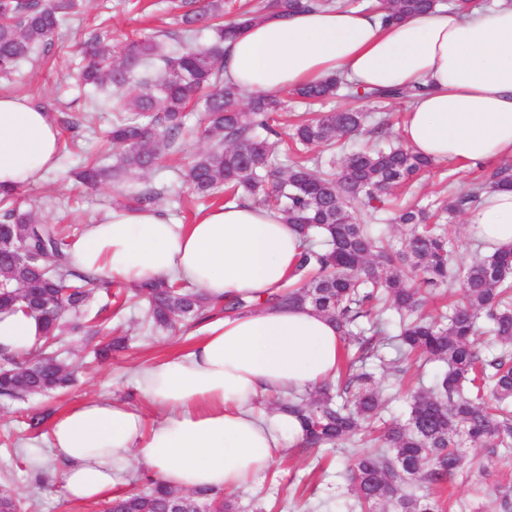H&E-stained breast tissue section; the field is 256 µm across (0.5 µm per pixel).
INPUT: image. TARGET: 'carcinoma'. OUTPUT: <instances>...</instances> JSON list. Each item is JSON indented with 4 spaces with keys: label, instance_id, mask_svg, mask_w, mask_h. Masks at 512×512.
I'll return each instance as SVG.
<instances>
[{
    "label": "carcinoma",
    "instance_id": "obj_1",
    "mask_svg": "<svg viewBox=\"0 0 512 512\" xmlns=\"http://www.w3.org/2000/svg\"><path fill=\"white\" fill-rule=\"evenodd\" d=\"M474 0H377L367 9L384 23L411 18L437 7L464 12ZM179 11L181 38L191 43L208 31L209 44L171 50L154 36L112 39L102 28L81 48L78 86L104 92L93 103L113 118L106 141L115 164L88 163L76 172L87 188L107 178H124L135 206L155 208L159 194L139 180L158 170L160 159L175 150L186 131L188 113H204L201 138L215 141L198 154L185 173L191 193L205 198L220 192L231 201L241 196L275 211L299 227L304 243L299 284H285L271 303L308 305L339 325L351 337L355 352L350 367L365 365L390 348L397 359L424 357L446 369L428 386L413 391L406 421H395L380 436L382 451L350 459V491L359 512H445L431 493L417 495L408 487L445 483L459 474L472 492L485 500V512H512V499L488 481L482 459L466 448L477 445L497 456L512 451V246L465 265L452 263V242L433 217L461 214L487 189L512 188V163L490 170L467 191L448 190V199L433 207L409 205L392 221L408 227L403 247L396 249L366 224L354 208L374 213L386 209L387 191L412 181L432 162L407 148L376 141L341 158L332 153L316 161L298 157L284 166L281 133L275 114L283 111L281 95H255L240 102L242 91L222 79L224 41L240 27L261 18L243 11L224 20V0H172ZM332 7L334 0H268L264 13L287 14L308 7ZM83 0H0V76L16 73L37 50L48 52ZM420 88L362 90L335 76L295 88L293 97L311 106L336 96L357 101H408ZM369 115L348 108L316 112L294 125L291 138L302 146H337L358 133ZM20 190L0 192V266L5 278L0 307L16 306L42 321L43 336L28 360L0 356V396L15 400L47 395L72 379L69 366L53 349L68 329L65 317L86 306L96 279L73 269L68 243L58 228L22 211ZM464 302L438 319L414 316L424 297L421 289L452 288ZM148 304L152 328L175 329L202 319L213 306L198 291L178 281H150L137 287ZM336 379L348 403L339 405L326 388L281 405L302 428L305 447H336L350 440L360 422L371 420L386 405L383 393L367 372ZM142 493L118 495L107 512H233L234 504L210 489L190 492L149 480Z\"/></svg>",
    "mask_w": 512,
    "mask_h": 512
}]
</instances>
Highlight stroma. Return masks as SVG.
<instances>
[{
	"label": "stroma",
	"instance_id": "35a3bbf8",
	"mask_svg": "<svg viewBox=\"0 0 512 512\" xmlns=\"http://www.w3.org/2000/svg\"><path fill=\"white\" fill-rule=\"evenodd\" d=\"M103 22L115 39L133 34L164 35L171 49L182 42L170 14L158 0H87L82 12L73 16L62 37L50 53L36 55L23 64L11 81L0 80V90L20 92L52 112L63 139L78 136L81 151L60 149L56 169L47 172L35 185L22 188V209L33 211L49 223L79 235L85 224L101 219L115 207L126 206L120 185L106 184L87 191L79 186L73 174L84 154L96 153L108 127L109 117L82 125L89 98L77 86L74 74L81 61L74 45L87 37L96 23ZM205 146L193 136L185 137L178 152L168 155L158 172L149 174L145 182L160 192L159 210L181 224L192 223L202 212L222 205L223 197L193 199L188 195L185 171L194 155ZM482 173L481 168H459L451 161L435 163L412 185L395 187L401 198H415L421 205L443 200L449 186L465 190ZM135 290L120 279L97 283L88 302V310L99 313L115 335L129 336L128 349L113 353L110 360L93 361L89 353L91 336L78 332L67 336L69 357L79 367L75 382L62 394L32 396L24 400L0 398V488L12 490L26 502L28 512H103V502L68 500L62 490L63 465L48 448H30L26 442L32 432L31 417L44 420L75 406L83 400L108 395L148 411V404L135 391L131 382L134 369L143 361L187 349L200 336L201 323L181 326L175 332L151 331L146 309L134 296ZM375 381L391 402L384 416L404 419L410 394L417 384H431L437 365L418 370L417 381H410L396 361L394 353H386L384 361L368 362ZM362 436H354L339 448H304L292 443L285 455L259 475L254 483L225 492L236 512H351L347 466L353 455L366 452Z\"/></svg>",
	"mask_w": 512,
	"mask_h": 512
}]
</instances>
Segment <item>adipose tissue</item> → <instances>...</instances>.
<instances>
[{"mask_svg": "<svg viewBox=\"0 0 512 512\" xmlns=\"http://www.w3.org/2000/svg\"><path fill=\"white\" fill-rule=\"evenodd\" d=\"M336 74L368 90L422 86L401 127L417 155L465 167L512 157V0L390 25L364 9L298 10L241 27L224 44L225 82L250 94ZM59 145L51 113L27 95L0 94V188L39 183L56 167ZM465 222L489 249L512 245V190L484 192ZM69 253L74 269L99 279L136 286L166 278L190 283L214 304H254L213 318L189 350L137 367L134 385L156 418L100 395L54 419L47 446L64 465L69 499L111 496L133 460L174 488L238 489L300 438L294 416L259 402L335 379L343 340L335 321L313 309L268 301L301 261L294 225L248 200L192 224L121 207L85 225ZM41 334L33 315L0 311L1 351L29 352Z\"/></svg>", "mask_w": 512, "mask_h": 512, "instance_id": "obj_1", "label": "adipose tissue"}]
</instances>
